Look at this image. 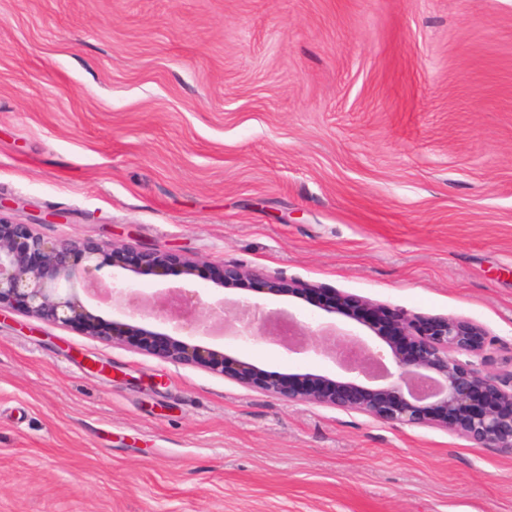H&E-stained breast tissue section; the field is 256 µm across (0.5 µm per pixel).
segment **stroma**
Masks as SVG:
<instances>
[{
	"label": "stroma",
	"instance_id": "1",
	"mask_svg": "<svg viewBox=\"0 0 512 512\" xmlns=\"http://www.w3.org/2000/svg\"><path fill=\"white\" fill-rule=\"evenodd\" d=\"M46 212L68 217L37 225L50 240L158 246L472 320L492 369L510 368L512 0H0V215ZM100 276L146 298L241 295ZM204 343L345 374L268 339ZM0 512H512V453L13 314Z\"/></svg>",
	"mask_w": 512,
	"mask_h": 512
}]
</instances>
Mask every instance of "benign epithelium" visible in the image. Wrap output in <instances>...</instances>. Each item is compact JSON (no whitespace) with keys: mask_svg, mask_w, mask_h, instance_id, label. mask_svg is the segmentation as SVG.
Here are the masks:
<instances>
[{"mask_svg":"<svg viewBox=\"0 0 512 512\" xmlns=\"http://www.w3.org/2000/svg\"><path fill=\"white\" fill-rule=\"evenodd\" d=\"M177 264L186 275L199 271V263L177 258L160 248L115 245L79 236L53 241L44 239L28 224L0 216V311L63 327H75L101 342L144 351L178 365H192L222 375L241 385L255 387L290 402L310 403L355 411L395 425L428 426L455 432L486 448L512 453V369L487 370L490 357L485 333L477 323L457 317L417 320L386 305L345 296L331 288H306L282 276H271L237 263H226L216 285L249 289L255 285L277 296L312 298V305L336 312L374 335L375 345L351 332L339 336L342 345L327 347L304 341L292 346L268 331L272 311L247 297L233 308L224 300H203L195 290L179 289L176 300H158L152 308H140L131 300L136 290L127 282L114 281L112 299L130 301L128 322H117L93 312L81 292L105 267H119L135 274ZM235 329L239 341L269 338L291 353L312 352L339 359V347H360L378 364L345 367L375 386L355 379L302 374L295 384L270 372L199 343L147 330L141 319L169 323L178 332L208 329L216 317ZM391 359V371L385 359ZM489 399L474 408V397Z\"/></svg>","mask_w":512,"mask_h":512,"instance_id":"7a95c632","label":"benign epithelium"}]
</instances>
